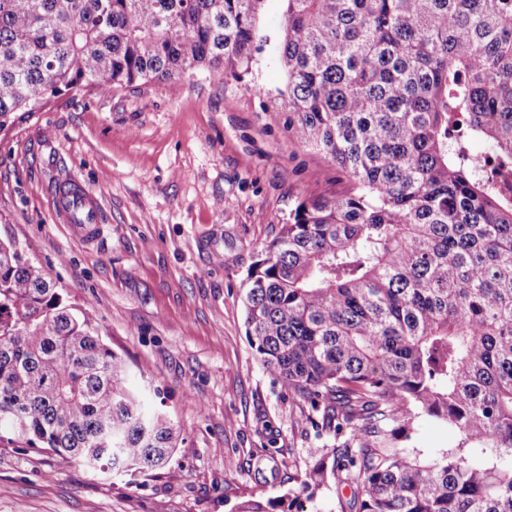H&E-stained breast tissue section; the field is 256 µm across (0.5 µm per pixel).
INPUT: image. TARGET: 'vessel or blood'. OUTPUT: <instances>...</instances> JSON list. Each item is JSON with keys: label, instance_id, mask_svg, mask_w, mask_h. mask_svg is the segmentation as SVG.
<instances>
[{"label": "vessel or blood", "instance_id": "vessel-or-blood-1", "mask_svg": "<svg viewBox=\"0 0 512 512\" xmlns=\"http://www.w3.org/2000/svg\"><path fill=\"white\" fill-rule=\"evenodd\" d=\"M55 213L60 223L86 244H94L103 233L99 199L80 185L68 183L59 187Z\"/></svg>", "mask_w": 512, "mask_h": 512}]
</instances>
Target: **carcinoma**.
<instances>
[{
    "mask_svg": "<svg viewBox=\"0 0 512 512\" xmlns=\"http://www.w3.org/2000/svg\"><path fill=\"white\" fill-rule=\"evenodd\" d=\"M263 2L0 0V129L64 92L235 76ZM284 2L288 136L352 183L302 192L243 298L262 365L344 437L301 494L339 479L347 512H512V196L492 178L512 169V0ZM421 415L457 452L408 457ZM177 440L86 313L0 241V441L150 475ZM236 512L304 510L286 494Z\"/></svg>",
    "mask_w": 512,
    "mask_h": 512,
    "instance_id": "1",
    "label": "carcinoma"
}]
</instances>
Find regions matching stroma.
Listing matches in <instances>:
<instances>
[{
  "instance_id": "1",
  "label": "stroma",
  "mask_w": 512,
  "mask_h": 512,
  "mask_svg": "<svg viewBox=\"0 0 512 512\" xmlns=\"http://www.w3.org/2000/svg\"><path fill=\"white\" fill-rule=\"evenodd\" d=\"M283 9L264 0L252 63L224 82L199 72L175 90L69 92L0 131V239L20 244L86 311L147 407L180 432L170 464L151 476L0 443V512H234L251 496L298 491L326 456L332 437L261 365L245 326L248 271L303 191L351 187L288 136L276 104ZM70 179L101 202L97 245L55 221L54 190ZM457 444L423 415L405 447L429 459Z\"/></svg>"
}]
</instances>
